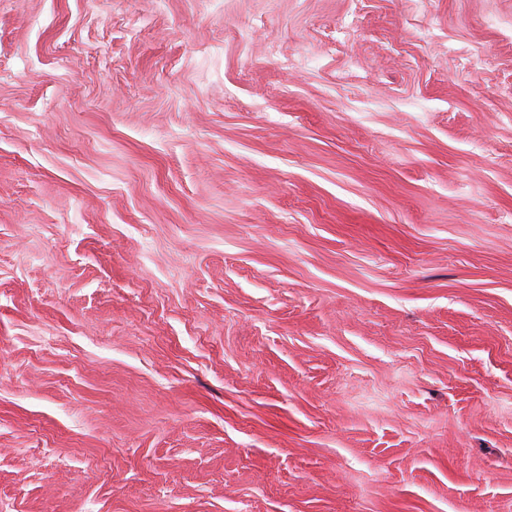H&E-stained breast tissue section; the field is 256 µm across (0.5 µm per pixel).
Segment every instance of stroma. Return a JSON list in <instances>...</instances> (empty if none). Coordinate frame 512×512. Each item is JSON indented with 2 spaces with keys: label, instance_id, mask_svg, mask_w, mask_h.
I'll list each match as a JSON object with an SVG mask.
<instances>
[{
  "label": "stroma",
  "instance_id": "stroma-1",
  "mask_svg": "<svg viewBox=\"0 0 512 512\" xmlns=\"http://www.w3.org/2000/svg\"><path fill=\"white\" fill-rule=\"evenodd\" d=\"M0 512H512V0H0Z\"/></svg>",
  "mask_w": 512,
  "mask_h": 512
}]
</instances>
